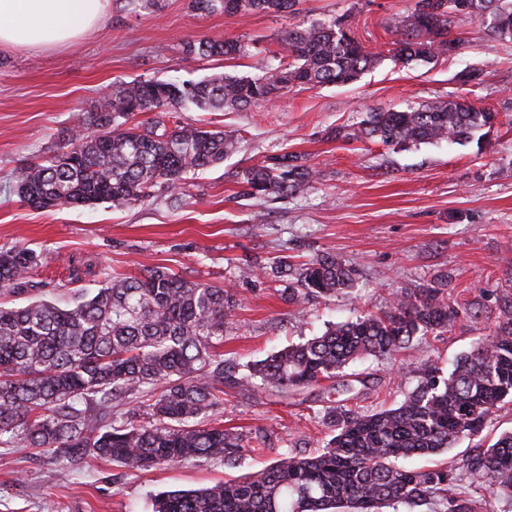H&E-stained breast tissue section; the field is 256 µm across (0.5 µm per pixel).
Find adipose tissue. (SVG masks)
<instances>
[{"label": "adipose tissue", "instance_id": "adipose-tissue-1", "mask_svg": "<svg viewBox=\"0 0 512 512\" xmlns=\"http://www.w3.org/2000/svg\"><path fill=\"white\" fill-rule=\"evenodd\" d=\"M111 0H0V45H63L100 25Z\"/></svg>", "mask_w": 512, "mask_h": 512}]
</instances>
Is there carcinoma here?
<instances>
[{"label":"carcinoma","instance_id":"1","mask_svg":"<svg viewBox=\"0 0 512 512\" xmlns=\"http://www.w3.org/2000/svg\"><path fill=\"white\" fill-rule=\"evenodd\" d=\"M299 0H190L200 14L295 11ZM490 20L512 38V0H414L402 20L404 37L388 50L397 62L429 63L452 56L464 40L451 37L462 17ZM201 58L243 57L239 39L188 41ZM280 61L254 76L216 73L199 81L133 80L68 129L41 161L12 175L19 200L35 209L131 206L164 189L183 191L188 175L215 167L237 149L222 130L167 125L171 110H239L267 104L295 87L345 86L384 59L335 19L298 26L279 40ZM154 112L152 122H134ZM497 113L464 99H440L404 110L372 109L336 138L378 141L392 149L473 140ZM319 175L295 154L268 157L246 173L244 195L285 198ZM35 250L0 248V293L22 296L46 284L32 280ZM294 271L288 300L325 299L353 287L356 272L322 255ZM236 300L224 287L188 279L164 267L114 277L70 305L49 299L0 304V445L33 448L73 467L105 458L129 472L200 459L237 464L245 448L269 446L213 419L224 387L286 393L333 381L349 364L394 360L415 339L448 332L454 307L440 289L424 286L396 295L389 310L333 325L320 336L255 361L240 376L224 364V333L233 328ZM512 398V303L495 330L443 372L427 367L404 400L370 412L325 407L334 435L312 454L284 448L264 469L199 491L154 495L152 512H495L471 493L486 485L512 499V431L487 445L482 432L493 409ZM127 406L121 410L120 406ZM462 438L477 440L456 464L408 470L398 459L434 456Z\"/></svg>","mask_w":512,"mask_h":512}]
</instances>
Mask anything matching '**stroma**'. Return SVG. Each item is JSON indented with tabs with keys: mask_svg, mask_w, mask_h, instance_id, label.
Returning <instances> with one entry per match:
<instances>
[{
	"mask_svg": "<svg viewBox=\"0 0 512 512\" xmlns=\"http://www.w3.org/2000/svg\"><path fill=\"white\" fill-rule=\"evenodd\" d=\"M189 0H157L132 12L123 0L93 31L54 48L0 46V247L34 249L59 301L101 287L107 276H138L164 266L190 279L230 288L234 329L224 358L246 366L332 323L387 309L397 292L441 288L459 309L448 331L415 341L396 362L368 357L345 370L368 392L312 387L281 398L236 387L224 390L225 427L270 435L268 448L245 451L236 467L188 461L129 473L93 458L73 471L30 448L0 447V512H151V498L197 489L265 468L283 446L315 451L332 435L324 400L370 411L400 403L426 366L448 370L492 333L512 300V43L477 18L458 21L465 46L455 57L401 64L387 52L398 21L414 0H301L297 13L203 15ZM345 19L367 48L384 53L375 69L349 86L293 88L274 103L235 112L186 111L182 125L221 128L239 138L223 164L198 173L177 201L158 195L115 208L34 210L12 191L13 171L56 144L77 116L96 111L119 80H199L239 76L276 64V39L289 28ZM245 39L249 56L203 59L186 41ZM483 69L481 84H461L465 66ZM460 96L497 112L482 143L445 142L395 150L375 141L348 142L334 128L359 123L366 111ZM294 153L317 167L314 187L286 198L244 196V178L266 157ZM322 254L356 271L353 287L297 305L276 274L281 258L299 264Z\"/></svg>",
	"mask_w": 512,
	"mask_h": 512,
	"instance_id": "35a3bbf8",
	"label": "stroma"
}]
</instances>
